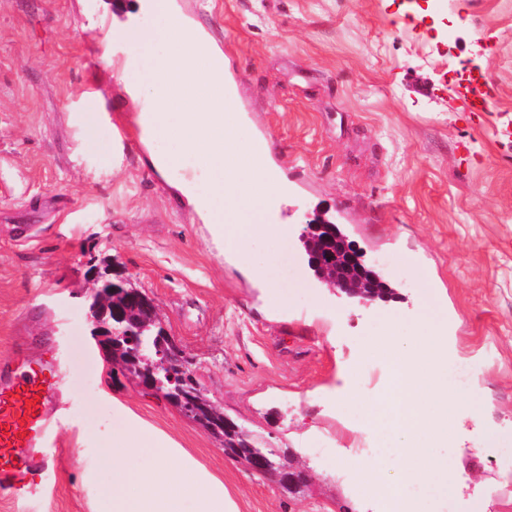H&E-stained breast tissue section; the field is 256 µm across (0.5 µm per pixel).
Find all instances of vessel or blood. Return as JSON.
Returning a JSON list of instances; mask_svg holds the SVG:
<instances>
[{"mask_svg":"<svg viewBox=\"0 0 512 512\" xmlns=\"http://www.w3.org/2000/svg\"><path fill=\"white\" fill-rule=\"evenodd\" d=\"M56 394L54 381L41 369L23 361L0 366V488L15 490L21 472L41 473L52 467L48 456L18 464L12 451L43 443L47 409Z\"/></svg>","mask_w":512,"mask_h":512,"instance_id":"b4317fda","label":"vessel or blood"}]
</instances>
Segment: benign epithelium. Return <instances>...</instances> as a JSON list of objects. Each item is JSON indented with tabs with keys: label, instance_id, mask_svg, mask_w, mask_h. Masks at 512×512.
Instances as JSON below:
<instances>
[{
	"label": "benign epithelium",
	"instance_id": "1",
	"mask_svg": "<svg viewBox=\"0 0 512 512\" xmlns=\"http://www.w3.org/2000/svg\"><path fill=\"white\" fill-rule=\"evenodd\" d=\"M309 232L315 234L310 249L311 262L318 267H331L336 288L350 297L366 301L382 297L383 289L376 287L379 277L373 275L372 283H365L360 256L338 241L332 224L323 220L312 225ZM86 306L87 319L92 325L91 334L97 344L123 352L126 366L137 374L140 386L161 395L186 416L194 415L201 419L205 429L211 433L234 429L229 419L213 409L202 390L187 380V376L194 375L192 361L165 325L159 322L156 306L149 296L129 285V280L120 272H115L113 278L106 272L99 276L98 286L87 294ZM152 324L157 328L154 360L142 354L139 341ZM161 370L170 385L166 391L162 390L163 383L157 377ZM247 466L253 473L288 488L299 487L305 481L303 472L290 467L277 468L264 456L251 458Z\"/></svg>",
	"mask_w": 512,
	"mask_h": 512
}]
</instances>
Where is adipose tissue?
I'll use <instances>...</instances> for the list:
<instances>
[{"label": "adipose tissue", "mask_w": 512, "mask_h": 512, "mask_svg": "<svg viewBox=\"0 0 512 512\" xmlns=\"http://www.w3.org/2000/svg\"><path fill=\"white\" fill-rule=\"evenodd\" d=\"M142 11L159 20L147 30L127 23L112 33L102 61L113 69L114 44L160 42L158 57L146 80L125 86L140 109L130 116L148 150L149 163L161 177L180 172L176 187L204 222L216 248L231 247L244 272L267 280L266 264L254 258L259 239L289 237L292 225L274 224L272 212L288 192L271 168L266 145L252 139L236 110L224 102V58L201 28L188 23L176 0H142ZM171 148H163V141ZM195 164L183 170L185 157ZM206 191H198V182ZM152 456L142 466L143 456ZM111 483L101 512H238L223 483L180 458L168 435L152 432L135 420L117 423L106 451Z\"/></svg>", "instance_id": "1"}]
</instances>
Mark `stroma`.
Segmentation results:
<instances>
[{
	"label": "stroma",
	"instance_id": "obj_1",
	"mask_svg": "<svg viewBox=\"0 0 512 512\" xmlns=\"http://www.w3.org/2000/svg\"><path fill=\"white\" fill-rule=\"evenodd\" d=\"M103 2L0 0V363L52 366L60 381L58 464L36 492H0V512H99L121 410L174 438L238 512H381L354 467L378 442L338 399L354 383L370 391L362 371L385 364L366 338L386 313L413 311L428 280L452 363L503 447L467 424L443 450L459 494L416 487L433 512H512V0H401V14L389 0H177L222 47L238 112L288 183L274 218L295 227L299 279L271 311L149 167L85 31ZM100 98L86 134L80 115ZM319 213L344 225L389 298L317 300L300 236ZM114 266L152 298L214 406L303 470V487L252 473L106 358L85 296Z\"/></svg>",
	"mask_w": 512,
	"mask_h": 512
}]
</instances>
